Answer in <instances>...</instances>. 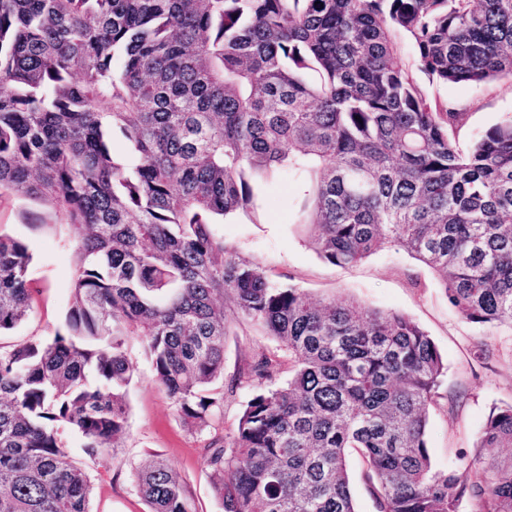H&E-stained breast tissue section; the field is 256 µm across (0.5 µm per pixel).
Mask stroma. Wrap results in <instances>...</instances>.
I'll list each match as a JSON object with an SVG mask.
<instances>
[{"label": "stroma", "mask_w": 512, "mask_h": 512, "mask_svg": "<svg viewBox=\"0 0 512 512\" xmlns=\"http://www.w3.org/2000/svg\"><path fill=\"white\" fill-rule=\"evenodd\" d=\"M428 93L463 109L455 132L463 150L476 135L512 116V79L507 77L479 88L434 85ZM297 191L291 178L274 180L265 186L253 216L225 220L214 230L241 256L263 265L273 279L302 288L313 299L353 296L366 306L412 317L433 339L447 366L441 396L429 409L431 459L440 468L465 469L474 461L475 443L491 408L512 404V326L467 322L449 306L434 273L401 247L386 248L350 267L320 258L294 222ZM44 213L35 202L8 194L0 197V232L28 246L31 277L38 287L33 313L0 334V346L51 340L63 329L71 307L77 241L68 225H32V218ZM276 348V342L252 324L233 323L224 340L225 378H232L254 355ZM125 353L133 379L121 448L115 455L92 458L83 452L76 433L66 427L60 430L72 458L90 480L91 512H148L131 472L154 455L179 473L196 512H222L204 463V448L211 434L234 429L250 390H239L225 401L224 414L215 420L212 432L194 434L156 381L140 340L129 338Z\"/></svg>", "instance_id": "obj_1"}]
</instances>
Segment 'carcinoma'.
Instances as JSON below:
<instances>
[{"mask_svg":"<svg viewBox=\"0 0 512 512\" xmlns=\"http://www.w3.org/2000/svg\"><path fill=\"white\" fill-rule=\"evenodd\" d=\"M397 31L431 84L512 77V0H0V191L79 238L65 332L0 347V512H90L58 426L90 456L119 447L129 336L192 431L252 390L206 448L224 512H357L351 449L375 512H512V405L475 466L437 468L445 362L418 323L314 301L214 232L286 173L321 258L400 246L467 321L512 325V117L459 149L460 113L403 67ZM31 261L0 233V333L32 311ZM226 298L279 352L217 392ZM132 478L149 512H195L164 460Z\"/></svg>","mask_w":512,"mask_h":512,"instance_id":"carcinoma-1","label":"carcinoma"}]
</instances>
